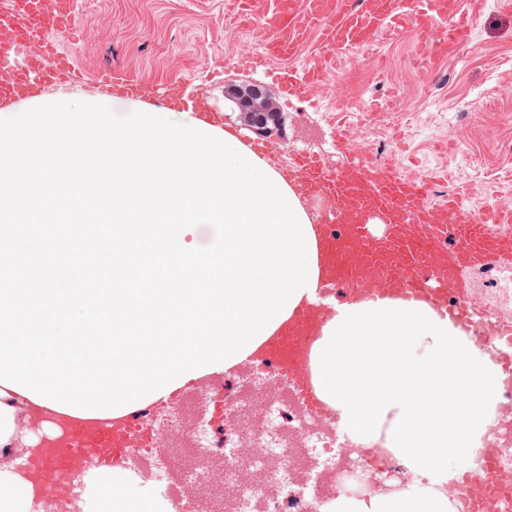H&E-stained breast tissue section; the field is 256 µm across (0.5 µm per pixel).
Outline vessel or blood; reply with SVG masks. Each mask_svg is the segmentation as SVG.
Instances as JSON below:
<instances>
[{
  "label": "vessel or blood",
  "instance_id": "obj_1",
  "mask_svg": "<svg viewBox=\"0 0 512 512\" xmlns=\"http://www.w3.org/2000/svg\"><path fill=\"white\" fill-rule=\"evenodd\" d=\"M73 0H0V112H10L39 98L48 87L85 81L63 44L78 30ZM239 25L263 16L270 58L292 60L316 37L319 55L303 79L287 76L295 98L322 82L326 62L337 50L367 47L384 34L402 35L401 0H232ZM471 35L460 0H427L425 18L415 29L425 61L465 45ZM106 95L152 101L173 112L192 114L220 129L219 112L190 94L178 78L154 85L112 72L104 75ZM347 159L336 170L318 157L296 156L294 188L309 199L325 198L330 209L314 224L320 286L342 287L350 304L399 301L426 307L448 319L465 335L475 333L470 320L463 267L490 257L512 256V210L491 206L473 213L458 197L430 198V181L402 174L395 164H381L350 152L347 130L337 133ZM335 306L307 301L254 349V364L270 363L283 396L316 418L332 412L313 380L312 354ZM181 393L111 419L76 420L48 445L52 473L81 468L94 458L102 468L126 469L132 448L154 444L151 417L157 407L177 406Z\"/></svg>",
  "mask_w": 512,
  "mask_h": 512
}]
</instances>
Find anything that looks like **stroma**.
Returning <instances> with one entry per match:
<instances>
[{
    "mask_svg": "<svg viewBox=\"0 0 512 512\" xmlns=\"http://www.w3.org/2000/svg\"><path fill=\"white\" fill-rule=\"evenodd\" d=\"M462 2L471 38L435 65L424 66L411 35L382 38L337 54L322 86L292 100L274 74L303 75L312 54L266 59L263 19L248 26L226 23L227 0H74L78 32L64 48L90 82L49 88L44 100L77 95L128 115L145 111V104L104 97L92 86L103 72L119 70L152 83L179 77L192 94L221 110L225 130L247 144L255 135L225 108L224 95L257 80L284 116L262 159L285 182L293 180V156L316 145L324 148L326 167L343 163L336 143L342 124L354 154L393 161L407 175L435 176L434 199L457 195L472 209L512 207V0ZM504 268L512 269V258L493 257L462 270L474 325L497 323L512 307V296L487 286L492 270Z\"/></svg>",
    "mask_w": 512,
    "mask_h": 512,
    "instance_id": "obj_1",
    "label": "stroma"
}]
</instances>
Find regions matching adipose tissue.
I'll use <instances>...</instances> for the list:
<instances>
[{
  "label": "adipose tissue",
  "instance_id": "1",
  "mask_svg": "<svg viewBox=\"0 0 512 512\" xmlns=\"http://www.w3.org/2000/svg\"><path fill=\"white\" fill-rule=\"evenodd\" d=\"M314 356L315 383L353 443L383 442L413 479L393 495H338L326 512H448L443 489L467 471L496 418L498 371L424 307L341 304ZM44 408L0 385V512H37L26 464L59 433ZM82 512H175L185 494L130 470L81 476Z\"/></svg>",
  "mask_w": 512,
  "mask_h": 512
}]
</instances>
